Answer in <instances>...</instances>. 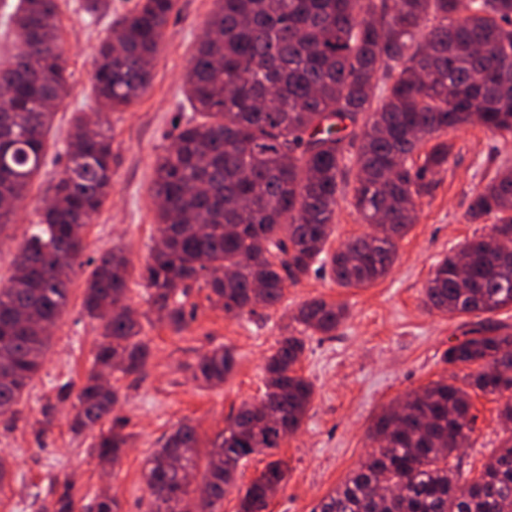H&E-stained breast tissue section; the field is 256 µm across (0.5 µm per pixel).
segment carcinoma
<instances>
[{
  "label": "carcinoma",
  "mask_w": 512,
  "mask_h": 512,
  "mask_svg": "<svg viewBox=\"0 0 512 512\" xmlns=\"http://www.w3.org/2000/svg\"><path fill=\"white\" fill-rule=\"evenodd\" d=\"M216 9L187 72L185 87L205 121L189 124L157 160L153 195L158 237L141 272L155 313L187 323L181 297L199 281L224 314L240 317L283 298L285 282L330 269L341 286L360 288L386 277L397 243L414 221L416 200L430 193L448 165V133L478 115L487 129L512 134V0H215ZM174 0H140L116 22L95 59L100 108L138 100L151 80ZM55 0H18L11 22L21 50L0 66V232L43 165L54 108L68 93L59 50ZM383 77H378V72ZM385 94L375 99L378 80ZM377 107H372L373 101ZM102 116L76 119L65 168L53 197L0 288V417L13 420L39 370L82 265L84 229L112 191V143ZM436 139L415 161L422 145ZM353 160L354 207L382 235L356 237L333 253L336 194L345 160ZM469 215L494 219L490 233L468 241L467 281L458 254L439 260L425 288L426 305L450 315L493 314L512 307V169L473 195ZM129 260L121 250L97 258L84 292L101 340L73 405L71 427L94 429L119 401L101 381L105 370L139 373L149 358L142 326L127 300ZM262 284L260 294L255 285ZM345 307L312 299L295 320L330 336ZM305 350L284 336L266 359L258 415L244 402L207 453L192 496L184 470L199 472L195 428L180 424L147 459L149 512H219L238 467L295 434L313 385L294 370ZM452 365L478 366L468 385L503 399V439L472 478L461 480L448 458L465 447L475 416L468 392L444 380L384 412L370 437L381 443L314 512H512V332L490 324L444 353ZM235 365L227 348L203 355L193 378L219 386ZM115 417L92 444L102 461L128 447ZM280 461L246 488L239 512H265L267 493L285 483Z\"/></svg>",
  "instance_id": "cac0c4a2"
}]
</instances>
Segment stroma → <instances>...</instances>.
<instances>
[{
  "mask_svg": "<svg viewBox=\"0 0 512 512\" xmlns=\"http://www.w3.org/2000/svg\"><path fill=\"white\" fill-rule=\"evenodd\" d=\"M82 2L56 0L69 88L56 112L41 171L0 233V288L7 285L13 258L31 226L39 223L66 163L75 116L98 109L92 74L99 46L138 0H112L109 14L99 20L83 11ZM214 9V0H175L147 90L127 108L106 115L112 193L84 230L85 264L71 283L67 309L52 331L20 414L13 421L0 418V458L8 465L0 483V512H54L53 503L67 483L73 486L74 512H89L94 498L104 492L118 501L120 512H147L143 470L158 439L187 423L195 427L200 449H210L242 403L262 398L266 358L290 330L305 338L296 370L312 382V402L297 433L243 464L221 512H238L251 480L276 460L286 463L288 474L266 512H312L375 449L369 429L378 415L432 382L460 384L465 374L464 367L445 363L443 354L475 328L477 319L429 310L424 288L438 260L489 233L491 219L470 221L471 198L500 169H512V135L475 123L449 134L448 165L431 194L418 200L415 222L399 240L396 261L385 278L365 288H345L327 272L312 273L286 284L277 306L238 318L213 304L208 289L193 287L184 298L193 317L178 333L151 313L141 272L157 237L154 169L158 156L196 117L185 99L184 81ZM353 180V169H346L328 243L333 251L371 230L353 205ZM112 248L123 250L130 260L127 302L140 316L141 336L151 352L142 374L116 372L109 378L120 394L115 412L125 417L123 431L131 437L113 464L90 455L92 433L74 434L72 405L57 399L58 384L81 387L91 367L101 329L84 311L85 281L92 259ZM314 298L346 305L347 317L334 335L307 336L294 322L300 305ZM218 347L233 352L234 370L222 385L199 386L193 368L199 357ZM468 395L476 420L459 452L466 477L480 470L502 436L496 396L473 389Z\"/></svg>",
  "mask_w": 512,
  "mask_h": 512,
  "instance_id": "obj_1",
  "label": "stroma"
}]
</instances>
